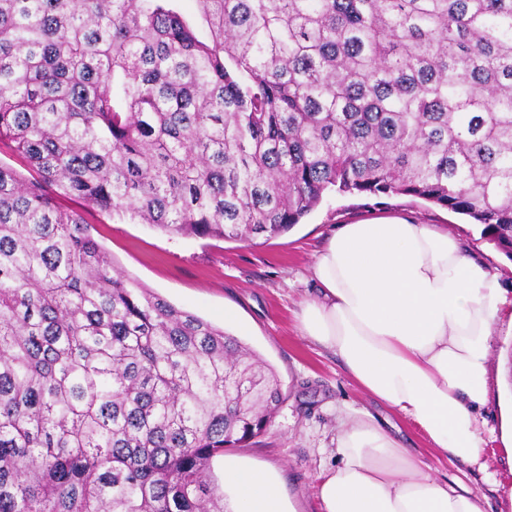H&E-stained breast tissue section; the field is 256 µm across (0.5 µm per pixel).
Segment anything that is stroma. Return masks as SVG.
<instances>
[{"instance_id": "1", "label": "stroma", "mask_w": 512, "mask_h": 512, "mask_svg": "<svg viewBox=\"0 0 512 512\" xmlns=\"http://www.w3.org/2000/svg\"><path fill=\"white\" fill-rule=\"evenodd\" d=\"M388 215L448 228L477 261L499 274L505 296L512 300V259L483 236L480 226L411 196L331 192L289 232L251 242L175 237L104 215L91 216L89 223L116 270L215 325L232 314L240 322L237 337L279 376L280 409L247 446L225 449L214 458L216 482L224 480L225 460H239L277 479L290 512H321L318 477L339 463L340 423L364 420L424 458L434 478L463 483L482 498L485 512H512V503L496 490L500 484L512 485V450L501 437L505 418L512 416V388L491 387L480 426L486 467L471 468L439 457L417 425L360 390L333 351L299 331L296 315L301 303L317 294L312 265L327 237L341 225Z\"/></svg>"}]
</instances>
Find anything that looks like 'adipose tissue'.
<instances>
[{
  "label": "adipose tissue",
  "instance_id": "adipose-tissue-1",
  "mask_svg": "<svg viewBox=\"0 0 512 512\" xmlns=\"http://www.w3.org/2000/svg\"><path fill=\"white\" fill-rule=\"evenodd\" d=\"M319 292L303 302L302 333L333 350L353 381L413 423L440 457L481 466L477 413L488 402L489 357L503 323L498 274L460 240L402 217L345 224L313 263ZM341 463L321 475L323 512H483L463 486L433 479L422 459L380 428L343 425ZM233 512H285L278 482L229 462Z\"/></svg>",
  "mask_w": 512,
  "mask_h": 512
}]
</instances>
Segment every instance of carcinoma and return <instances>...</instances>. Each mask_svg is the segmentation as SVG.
I'll return each mask as SVG.
<instances>
[{
  "mask_svg": "<svg viewBox=\"0 0 512 512\" xmlns=\"http://www.w3.org/2000/svg\"><path fill=\"white\" fill-rule=\"evenodd\" d=\"M0 0V512H224L274 368L117 273L85 208L288 232L408 195L512 257V0Z\"/></svg>",
  "mask_w": 512,
  "mask_h": 512,
  "instance_id": "cac0c4a2",
  "label": "carcinoma"
}]
</instances>
